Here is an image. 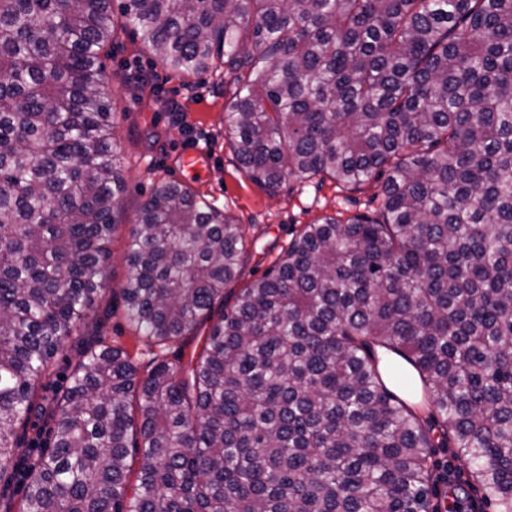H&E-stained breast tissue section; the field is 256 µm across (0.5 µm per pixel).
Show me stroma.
<instances>
[{
    "label": "stroma",
    "instance_id": "obj_1",
    "mask_svg": "<svg viewBox=\"0 0 512 512\" xmlns=\"http://www.w3.org/2000/svg\"><path fill=\"white\" fill-rule=\"evenodd\" d=\"M104 77L112 88L115 133L124 146L127 189L112 233V257L106 266L107 287L79 336L69 340L52 360L43 393L54 397L70 384L81 348L97 336L107 337L136 354L140 367L151 356L124 315L121 288L129 277L125 250L129 229L143 202L164 182L189 186L219 211L240 224L247 258L240 278L248 283L260 277L287 247L300 225L325 216L374 212L381 185L372 182L357 191L339 190L334 181H290L277 192L252 182L239 165L224 132V113L236 87L231 77L208 73L180 78L130 32L118 33L104 59ZM180 104L201 139L199 150L208 159L204 168L184 170L180 155L189 144L182 127L172 120V104Z\"/></svg>",
    "mask_w": 512,
    "mask_h": 512
}]
</instances>
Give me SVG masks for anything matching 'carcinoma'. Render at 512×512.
<instances>
[{"mask_svg": "<svg viewBox=\"0 0 512 512\" xmlns=\"http://www.w3.org/2000/svg\"><path fill=\"white\" fill-rule=\"evenodd\" d=\"M127 28L176 76L234 75L251 180L381 179L382 204L301 225L230 304L240 225L162 183L122 288L150 370L101 337L48 402L126 187L101 53ZM0 75V478L33 414L53 431L21 512H433L439 448L512 505V0H0ZM216 320L217 315L208 319L205 323L199 324L189 336H183L171 342L166 347L164 355L172 362L182 361L183 365H187L193 351L196 349V353L199 352L203 339L208 334V329Z\"/></svg>", "mask_w": 512, "mask_h": 512, "instance_id": "carcinoma-1", "label": "carcinoma"}]
</instances>
